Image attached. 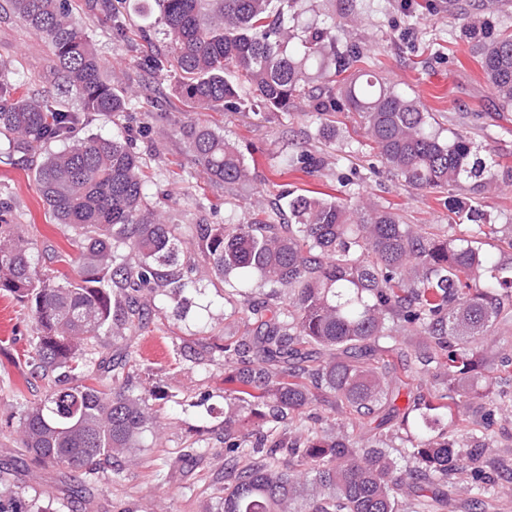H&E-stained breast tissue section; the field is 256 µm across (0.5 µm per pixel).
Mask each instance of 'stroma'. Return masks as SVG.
Segmentation results:
<instances>
[{
    "mask_svg": "<svg viewBox=\"0 0 512 512\" xmlns=\"http://www.w3.org/2000/svg\"><path fill=\"white\" fill-rule=\"evenodd\" d=\"M104 0H70L72 16L93 40L106 74L114 85L128 89L127 111L115 115L86 112L77 138L91 134H122L148 166L147 201L169 223H245L255 201L271 202L288 193L333 195L344 180H352L356 198H368L393 208L406 224L443 235L467 234V225L448 210L450 190L409 188L381 166L360 117L354 112L317 116L307 103L288 114L273 115L242 101L238 111L207 109L185 101L173 74L155 68L166 45L153 34V62L117 37ZM475 0H357L360 18L348 25L347 37L368 44L375 69L386 82L419 99L443 132L467 134L475 146L512 165V111L497 108L472 44L460 37L464 14ZM0 74L16 83L17 96L56 95L59 78L48 43L0 0ZM336 128L334 142L318 133L321 121ZM203 125L232 139L254 172L248 182L224 185L210 181L196 164L183 133ZM294 152L316 161L315 168L282 172V155ZM44 158L35 150L9 159L0 150V216L19 225L31 243L36 268L57 276L73 274L80 249L73 232L56 223L42 202L33 178ZM500 230L491 250L512 263V183L498 192L468 194ZM180 258L190 261L195 286L186 293L187 313L173 309L157 293L147 296L152 317L123 337L87 346L78 360L77 375L97 377L111 368L113 358L129 353L149 370L151 385L167 399L159 406L157 433H144L141 456L157 461L166 480L156 485L149 469L130 467L120 478L104 473L88 481L82 495L72 492L78 474L41 468L25 455L17 441L22 399L44 395L48 384L34 377L27 352L34 326L27 310L0 293V467L24 487L26 496H39L53 512H201L200 493L222 486L224 468V367L208 359L207 344L244 334L243 316L224 303V285L210 271L207 254L193 235L179 246ZM186 349L197 359L183 358ZM198 442L202 459L184 457L185 446Z\"/></svg>",
    "mask_w": 512,
    "mask_h": 512,
    "instance_id": "1",
    "label": "stroma"
}]
</instances>
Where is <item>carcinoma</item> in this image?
I'll return each instance as SVG.
<instances>
[{
    "mask_svg": "<svg viewBox=\"0 0 512 512\" xmlns=\"http://www.w3.org/2000/svg\"><path fill=\"white\" fill-rule=\"evenodd\" d=\"M159 33L168 43L181 95L200 107L234 109L241 94L283 114L297 101L315 112L343 107L361 114L381 162L416 190L486 192L497 163L463 134L441 136L415 98L365 68L369 55L342 37L336 22L308 18L309 0H155ZM12 11L52 48L66 91L60 97L13 98L0 79V135L6 152L25 155L72 138L80 112L115 114L127 98L104 76L86 31L59 0H10ZM461 30L480 55L486 81L504 110L512 108V34L487 20ZM342 77L337 81L336 77ZM189 149L208 178L250 179L231 140L206 126L186 131ZM42 201L57 223L79 237L78 277L42 276L16 224H0V291L29 310L35 324L31 360L43 377L71 379L89 344L151 318L145 290L175 309L193 287L178 264L179 227L145 205L141 162L118 136H89L51 151L35 172ZM472 233L452 239L403 224L372 203L353 209L338 197L288 195L285 206L257 204L246 224H196L215 277L235 275L226 301L250 329L210 346L224 355V487L208 512H432L448 493L484 498L512 493L490 468L483 434L448 438L453 418L479 398L476 374L498 348L495 328L512 324V266L481 252L487 234L480 210L448 201ZM126 248L129 254L119 253ZM271 288L249 299L253 279ZM419 337L413 349L399 337ZM112 363L108 384L81 380L23 405L19 447L46 467L96 477L123 472L137 460L142 435L156 424L153 395L132 369ZM425 371L440 389L415 395L411 374ZM406 391L408 404L395 401ZM373 423L357 445L331 422L302 430L293 418L327 400ZM404 443L400 469L389 448ZM20 500L0 477V512H47Z\"/></svg>",
    "mask_w": 512,
    "mask_h": 512,
    "instance_id": "obj_1",
    "label": "carcinoma"
}]
</instances>
